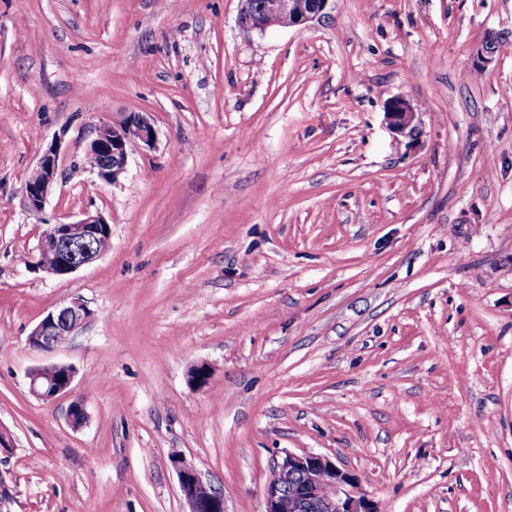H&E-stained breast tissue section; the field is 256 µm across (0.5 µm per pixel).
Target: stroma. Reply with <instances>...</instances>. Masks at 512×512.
I'll use <instances>...</instances> for the list:
<instances>
[{"label": "stroma", "instance_id": "stroma-1", "mask_svg": "<svg viewBox=\"0 0 512 512\" xmlns=\"http://www.w3.org/2000/svg\"><path fill=\"white\" fill-rule=\"evenodd\" d=\"M240 8L0 0V512H188L178 461L263 512L288 452L381 512H512V0H331L251 34ZM126 112L157 139L107 184L79 162ZM54 144L36 214L21 187ZM87 213L106 254L40 270L47 226ZM74 298L92 318L31 349ZM52 363L75 376L47 402L28 373ZM416 112L413 106L401 97H393L386 103L384 119L387 128L393 133L405 134L413 130ZM93 312L79 299L64 302L49 311L28 336L33 350L52 352L62 347L60 336L69 340L89 320Z\"/></svg>", "mask_w": 512, "mask_h": 512}]
</instances>
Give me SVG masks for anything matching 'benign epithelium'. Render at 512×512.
Instances as JSON below:
<instances>
[{
	"mask_svg": "<svg viewBox=\"0 0 512 512\" xmlns=\"http://www.w3.org/2000/svg\"><path fill=\"white\" fill-rule=\"evenodd\" d=\"M331 0H241L239 24L250 34L270 27H301L321 18ZM479 68L495 57L494 36L485 38L476 53ZM416 112L401 97L386 103L384 119L393 133L413 129ZM156 130L142 112H127L116 123L95 126L84 157L94 160L89 170L105 183H116L125 172L129 148L136 143L149 146ZM59 174V151L51 147L41 155L23 185V196L30 211H43ZM112 234L107 219L88 215L71 223L48 225L40 241L39 266L49 274L63 277L103 255L99 239ZM55 258L54 263L45 256ZM93 312L79 299L64 302L48 312L28 336L30 348L52 352L61 348L59 338H72ZM30 391L44 401H53L69 392L74 369L65 364H49L32 369ZM181 494L189 512H224V499L205 484L191 467L175 462ZM379 512L364 493L359 479L340 468L331 458L313 452H288L273 467L264 490L263 512Z\"/></svg>",
	"mask_w": 512,
	"mask_h": 512,
	"instance_id": "7a95c632",
	"label": "benign epithelium"
}]
</instances>
